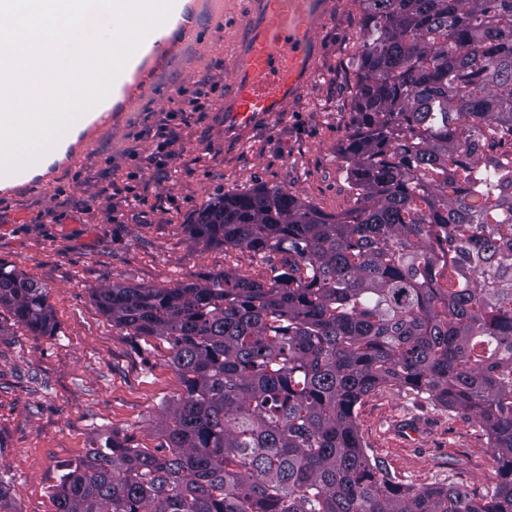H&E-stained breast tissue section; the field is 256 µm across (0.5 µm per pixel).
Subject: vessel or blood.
Returning <instances> with one entry per match:
<instances>
[{
    "label": "vessel or blood",
    "mask_w": 512,
    "mask_h": 512,
    "mask_svg": "<svg viewBox=\"0 0 512 512\" xmlns=\"http://www.w3.org/2000/svg\"><path fill=\"white\" fill-rule=\"evenodd\" d=\"M329 0H249L224 87V140L243 143L307 88Z\"/></svg>",
    "instance_id": "b4317fda"
}]
</instances>
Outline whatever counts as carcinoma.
Here are the masks:
<instances>
[{
	"instance_id": "carcinoma-1",
	"label": "carcinoma",
	"mask_w": 512,
	"mask_h": 512,
	"mask_svg": "<svg viewBox=\"0 0 512 512\" xmlns=\"http://www.w3.org/2000/svg\"><path fill=\"white\" fill-rule=\"evenodd\" d=\"M356 207L258 185L193 234L288 254L271 280L108 284L100 310L169 345L185 392L151 452L116 435L61 468L56 512H512V0H360ZM52 336L47 290L0 268V307ZM396 384L474 417L499 482L411 489L372 464L356 406Z\"/></svg>"
}]
</instances>
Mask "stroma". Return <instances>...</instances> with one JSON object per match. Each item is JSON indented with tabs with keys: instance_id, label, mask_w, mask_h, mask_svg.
<instances>
[{
	"instance_id": "stroma-1",
	"label": "stroma",
	"mask_w": 512,
	"mask_h": 512,
	"mask_svg": "<svg viewBox=\"0 0 512 512\" xmlns=\"http://www.w3.org/2000/svg\"><path fill=\"white\" fill-rule=\"evenodd\" d=\"M332 2L310 84L244 144H225L222 110L247 0H184V17L126 97L80 130L46 173L0 188V268L47 288L57 325L54 335L36 336L0 307V479L21 512H56L50 488L60 465L97 435L157 448L158 417L184 391L166 343L113 327L95 289L162 288L221 271L269 280L287 268V254L190 234L208 203L259 183L286 188L327 215L352 208L339 153L353 131L362 11L360 0ZM195 92L197 109L188 102ZM163 136L174 156L146 164ZM110 183L120 193L109 199L100 190ZM126 192L137 205H125ZM413 422L422 426L418 438H402L397 425ZM357 423L371 460L404 485L460 483L482 498L499 481L470 415L385 385L363 398Z\"/></svg>"
}]
</instances>
